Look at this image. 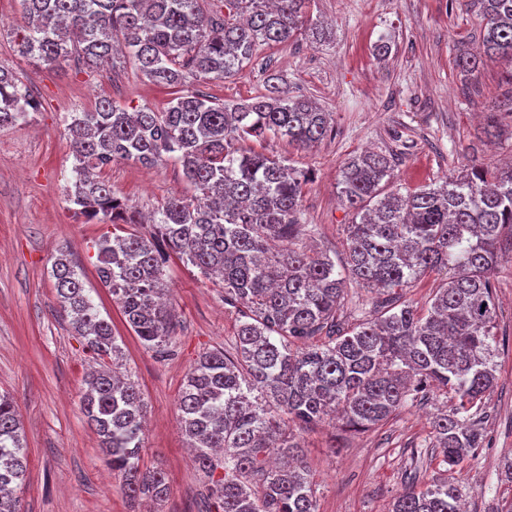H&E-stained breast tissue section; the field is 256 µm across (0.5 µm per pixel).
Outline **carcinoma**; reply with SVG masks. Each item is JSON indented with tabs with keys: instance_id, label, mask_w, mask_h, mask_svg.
<instances>
[{
	"instance_id": "cac0c4a2",
	"label": "carcinoma",
	"mask_w": 512,
	"mask_h": 512,
	"mask_svg": "<svg viewBox=\"0 0 512 512\" xmlns=\"http://www.w3.org/2000/svg\"><path fill=\"white\" fill-rule=\"evenodd\" d=\"M216 2L207 11L200 0H20L13 43L19 56L47 67L72 55L94 67L122 51L149 81L176 90L160 111L129 112L101 96L93 110L71 116L65 132L76 181L68 198L80 214L112 225L96 242L98 277L146 346L160 352L174 334L164 279L173 254L202 275L220 274L224 302L241 310L234 353H203L178 398L182 433L218 512H317L290 424L304 428L334 414L348 428H374L429 388L455 400L433 418L432 434L442 462L458 465L480 445L471 419L497 380L492 275L501 239L512 237V167L472 159L466 174L404 194L391 155L352 156L337 182L352 216L341 269L325 252L294 247L311 232L301 223L308 173L240 143L271 133L309 148L333 131L330 113L288 95L275 75L264 93L233 104L189 86L234 75L262 45L324 33L310 17L312 0ZM477 4L483 53L457 56L465 75L512 56V0ZM36 111L20 77L0 68V127L27 124ZM170 160L194 195L165 198L152 235L120 234L121 225L144 219L103 170ZM430 273L443 279L426 309L401 300L403 288ZM52 275L87 347L119 358L111 324L61 248ZM348 280L384 295L376 317L343 325ZM83 385L82 413L121 491L164 501V472L140 466V390L109 369L90 372ZM25 474L19 409L0 395V512H21L15 491ZM461 497L457 486L434 481L406 490L392 512H461Z\"/></svg>"
}]
</instances>
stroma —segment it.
Returning <instances> with one entry per match:
<instances>
[{"instance_id":"stroma-1","label":"stroma","mask_w":512,"mask_h":512,"mask_svg":"<svg viewBox=\"0 0 512 512\" xmlns=\"http://www.w3.org/2000/svg\"><path fill=\"white\" fill-rule=\"evenodd\" d=\"M311 12L313 21L328 25L327 40L303 35L261 47L233 77L194 85L232 103L263 93L267 76L277 75L291 95L331 113L332 136L312 150L279 137L242 144L310 172L301 211L314 230L299 245L344 258L350 216L336 184L350 154L398 155L395 182L405 190L459 174L472 157L492 168L512 163V116L498 113V128L487 127L489 113L512 93V59L486 61L467 77L455 63L459 51L481 44L477 10H461L452 0H313ZM18 13L17 0H0V68L15 72L38 103L29 124L0 129V393L14 397L23 423L22 512H216L182 435L177 400L202 353L233 350L237 311L225 304L221 279L205 278L170 257L166 273L177 327L166 356L146 348L98 278L95 243L107 225L86 221L67 197L76 177L64 136L67 113L91 109L102 95L126 108L160 110L170 91L144 78L127 57L97 69L76 57L51 69L20 57L11 38ZM381 39L391 50L379 58L373 47ZM104 176L146 214L168 196L192 193L170 163L144 168L116 162ZM61 246L80 268L101 316L112 323L121 373L138 383L148 404L141 463L165 471L169 493L163 502L128 501L81 412L82 381L97 357L57 300L51 266ZM494 283L499 380L475 419L483 447L454 469L442 465L431 446V418L454 402L435 390L375 429L317 424L301 431L299 441L318 512H391L406 489L436 480L459 486L467 512H512V482L503 471L505 459H512L511 251Z\"/></svg>"}]
</instances>
